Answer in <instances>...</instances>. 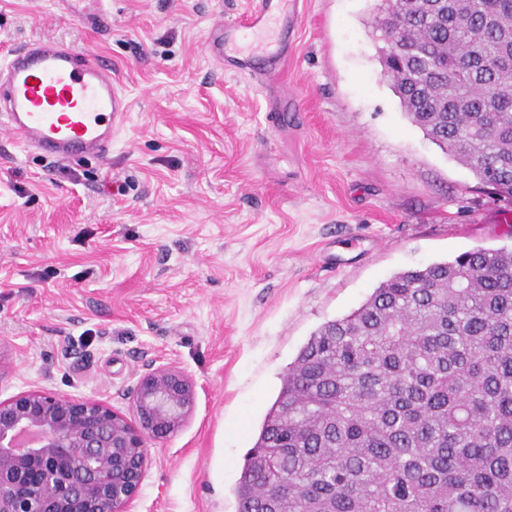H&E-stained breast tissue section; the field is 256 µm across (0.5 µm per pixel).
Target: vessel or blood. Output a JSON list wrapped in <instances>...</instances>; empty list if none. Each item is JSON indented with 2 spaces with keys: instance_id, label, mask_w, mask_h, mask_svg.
I'll return each mask as SVG.
<instances>
[{
  "instance_id": "b4317fda",
  "label": "vessel or blood",
  "mask_w": 512,
  "mask_h": 512,
  "mask_svg": "<svg viewBox=\"0 0 512 512\" xmlns=\"http://www.w3.org/2000/svg\"><path fill=\"white\" fill-rule=\"evenodd\" d=\"M90 23L107 20V0H58ZM302 0H248L242 20L211 24L207 42L225 68L264 79L281 66ZM131 101L109 65L89 60L77 44L36 40L0 64V124L18 146L58 161L109 158L112 137Z\"/></svg>"
}]
</instances>
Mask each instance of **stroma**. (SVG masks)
I'll return each mask as SVG.
<instances>
[{
  "instance_id": "1",
  "label": "stroma",
  "mask_w": 512,
  "mask_h": 512,
  "mask_svg": "<svg viewBox=\"0 0 512 512\" xmlns=\"http://www.w3.org/2000/svg\"><path fill=\"white\" fill-rule=\"evenodd\" d=\"M378 2L306 0L266 85L207 48L245 0H110L104 32L54 0H0V60L72 42L132 101L106 161L55 162L0 132V400L39 390L129 416L142 374L190 372L195 412L151 444L135 512H237L314 331L394 273L512 250V206L403 112ZM282 99L296 111L272 113Z\"/></svg>"
}]
</instances>
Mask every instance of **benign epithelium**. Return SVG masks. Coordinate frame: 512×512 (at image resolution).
I'll return each instance as SVG.
<instances>
[{
  "label": "benign epithelium",
  "instance_id": "1",
  "mask_svg": "<svg viewBox=\"0 0 512 512\" xmlns=\"http://www.w3.org/2000/svg\"><path fill=\"white\" fill-rule=\"evenodd\" d=\"M131 422L95 400L28 391L0 401V512H132L149 443L177 434L196 404L193 378L171 363L137 382ZM41 473L36 509L24 475Z\"/></svg>",
  "mask_w": 512,
  "mask_h": 512
}]
</instances>
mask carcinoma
<instances>
[{
    "instance_id": "cac0c4a2",
    "label": "carcinoma",
    "mask_w": 512,
    "mask_h": 512,
    "mask_svg": "<svg viewBox=\"0 0 512 512\" xmlns=\"http://www.w3.org/2000/svg\"><path fill=\"white\" fill-rule=\"evenodd\" d=\"M409 120L512 184V0H382ZM238 512H512V251L399 272L300 350Z\"/></svg>"
}]
</instances>
